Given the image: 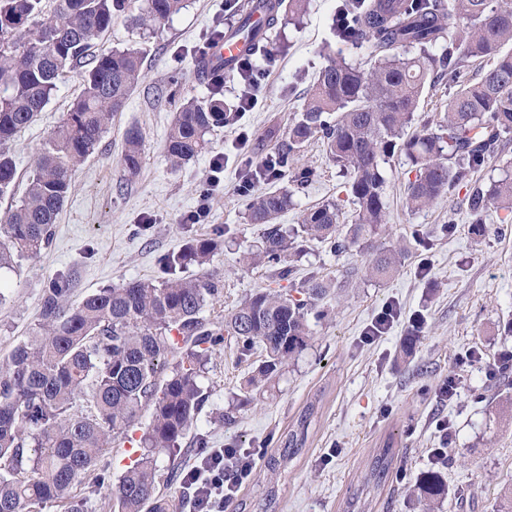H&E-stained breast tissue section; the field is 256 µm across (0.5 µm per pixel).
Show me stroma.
Instances as JSON below:
<instances>
[{"mask_svg": "<svg viewBox=\"0 0 512 512\" xmlns=\"http://www.w3.org/2000/svg\"><path fill=\"white\" fill-rule=\"evenodd\" d=\"M341 0H309L299 18L280 15L270 32L272 58H256L265 72L257 91L259 103L241 113L236 124L211 132L208 152L172 167L165 151L174 119L168 96L171 77L184 93L219 94L225 105L237 104L243 90L239 75L225 77L222 89L200 81V48L216 25L236 26L234 0H187L186 7L160 30L149 33L127 18L116 19L106 46H142L144 79L122 112L114 115L96 151L76 170L57 216L52 246L32 259L19 260L0 272V360L38 328L44 284L61 274L72 276L71 302L122 283L158 276L160 259L183 249L191 239L224 231L210 264L224 278L221 301L205 315L223 316L250 294L271 288L264 269L243 265V251L259 245L263 227L244 221L248 196L239 190L244 159L261 161L274 152L291 121L300 113L305 91L325 64V46L347 60H365L367 48L338 40L334 28ZM80 90L77 74L59 83L49 104L17 137L14 152L18 184L27 177L46 141ZM457 87L442 81L426 87L412 126L421 129L448 110ZM138 127L145 138L140 173L125 178L119 164L126 130ZM247 133L240 144L239 133ZM223 152V184L210 202L205 223L187 224L206 184L212 153ZM299 166L315 173L304 188L294 189V209L280 222L300 224L311 208L333 201L339 208V230L348 232L355 207L346 178L326 157L320 143L309 142ZM411 166L397 154L383 166L388 224L376 241L403 245L395 275L376 282L363 275L369 257L356 245L334 254L316 240L303 243L294 281L314 276L329 283L323 304L329 321L312 325L309 345L285 366L280 377L254 393L251 405L238 404L240 388L258 364L240 357L235 344L213 355L201 383L208 400L196 433L207 434L213 448L263 449L248 483L226 506V512H343L360 476L378 448L392 442L397 450L396 478L376 495L373 512H413L407 488L431 469V451L440 447L435 421H448L454 463L445 469L449 495L443 512H494L504 486L512 485V420L497 415L512 386L496 383L488 372L505 351H512V219L489 211L483 220L490 234L472 231L465 190L445 194L429 208L413 212L405 204ZM396 316L381 338L365 333L386 307ZM422 326L410 352L401 343ZM455 378L458 395L437 400L442 383ZM483 390L473 402V390ZM313 408L301 452L270 470L281 441L306 408ZM150 422L142 415L127 438L116 440L99 458L95 470L76 484L73 494L86 512H112L110 488L141 452L139 439Z\"/></svg>", "mask_w": 512, "mask_h": 512, "instance_id": "obj_1", "label": "stroma"}]
</instances>
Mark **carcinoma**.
Segmentation results:
<instances>
[{
	"label": "carcinoma",
	"mask_w": 512,
	"mask_h": 512,
	"mask_svg": "<svg viewBox=\"0 0 512 512\" xmlns=\"http://www.w3.org/2000/svg\"><path fill=\"white\" fill-rule=\"evenodd\" d=\"M136 0H59L45 14L44 0H0V195L14 190L17 178L12 145L51 100L58 83L80 70V91L63 113L30 172L23 196L0 215V269L22 257L34 258L51 246L53 224L69 193L75 168L92 155L115 113L124 109L142 79L146 50L94 47L112 22L131 11ZM184 0H143L132 17L139 28H156L183 8ZM308 0H246L240 27L254 10L272 26L283 6L299 16ZM492 0H348L357 19L349 37L368 45L366 60L354 64L330 50L326 65L306 90L298 118L278 146L282 167L295 162L305 143L317 140L330 161L348 178L347 192L357 218L342 236L338 208L327 202L307 211L305 237L340 252L352 244L371 249L368 278L381 280L396 269L401 251L380 247L372 238L387 223L386 181L381 161L399 152L409 160L414 180L407 188L412 211L434 204L497 152L512 133V6ZM454 35H448L450 21ZM448 41V56L429 51ZM418 53L411 56L409 49ZM471 58L491 60L480 80L459 81L448 111L436 123L408 132L426 83L456 78ZM175 120L165 149L179 166L207 149V136L224 126V101L181 94L170 81ZM144 137L138 128L125 134L119 164L133 178L143 163ZM294 205L293 193L269 189L250 198L249 224L266 225L262 246L244 253L243 262L266 269L273 281L294 278L293 246L277 224ZM473 230L486 232L483 214L512 213V172L469 198ZM220 236L191 239L185 248L160 260L161 276L104 288L77 305L69 303L72 280L57 276L42 289L38 331L16 345L0 362V512H29L34 505L60 504L67 512H85L72 499L76 483L96 465L112 441L127 434L143 410L151 420L140 438L142 453L111 488L117 512H179L177 503L158 490L157 456L173 452L197 421L207 396L199 380L226 338L242 356L260 353L240 402L280 376L287 361L311 338L308 315L329 318L319 307L326 294L312 278L297 295L259 291L240 301L220 320L204 316L224 294V280L209 272ZM188 263L204 269L179 276ZM80 396L90 398L86 414L74 410ZM308 421L282 441L283 456L297 454ZM396 459L388 442L369 462L344 512H371L370 496L387 482ZM448 497L442 467L418 478L410 499L419 512H441Z\"/></svg>",
	"instance_id": "obj_1"
}]
</instances>
